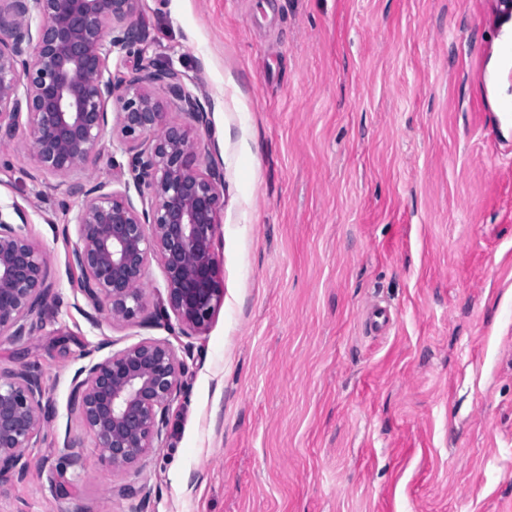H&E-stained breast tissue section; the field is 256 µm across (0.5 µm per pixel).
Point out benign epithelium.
Returning <instances> with one entry per match:
<instances>
[{"mask_svg": "<svg viewBox=\"0 0 512 512\" xmlns=\"http://www.w3.org/2000/svg\"><path fill=\"white\" fill-rule=\"evenodd\" d=\"M6 2L0 6V137H13L25 124V147L40 169L73 179L71 190L83 198L70 262L82 275L88 320L99 325L105 309L116 323L176 324L184 336L205 332L222 301L216 241L224 170L215 141L205 145L171 122L151 88L163 89L206 131L210 101L181 71L145 56L148 33L135 21L139 0ZM115 52L134 59L122 75L110 71ZM111 103L127 163H112L110 182H85L81 174L103 152ZM115 182L123 189L113 188ZM152 258L164 273V295L147 316L143 284ZM53 288L24 214L0 208V335L22 340L40 331L57 312ZM184 371L170 344L146 340L74 373L70 410L105 464L133 467L167 439ZM48 402L31 366L0 373V496L23 480L25 451L45 435Z\"/></svg>", "mask_w": 512, "mask_h": 512, "instance_id": "benign-epithelium-1", "label": "benign epithelium"}]
</instances>
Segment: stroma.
<instances>
[{
  "instance_id": "35a3bbf8",
  "label": "stroma",
  "mask_w": 512,
  "mask_h": 512,
  "mask_svg": "<svg viewBox=\"0 0 512 512\" xmlns=\"http://www.w3.org/2000/svg\"><path fill=\"white\" fill-rule=\"evenodd\" d=\"M146 55L196 81L224 166V300L191 338L85 315L82 198L0 139L56 315L0 335L53 406L0 512H512V65L501 0H140ZM391 323L371 334L373 306ZM143 341L187 371L168 438L115 471L69 409L74 372ZM79 454L71 467L67 452Z\"/></svg>"
}]
</instances>
